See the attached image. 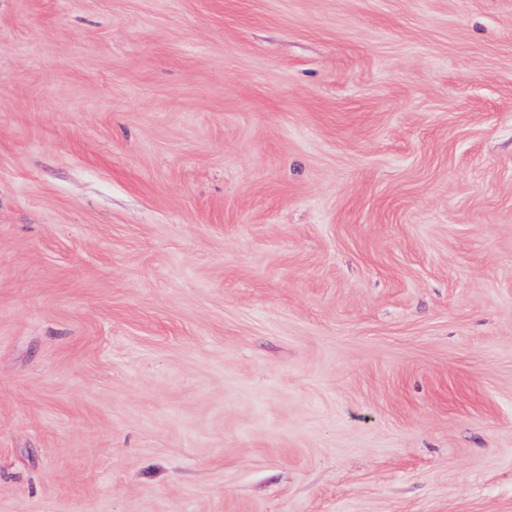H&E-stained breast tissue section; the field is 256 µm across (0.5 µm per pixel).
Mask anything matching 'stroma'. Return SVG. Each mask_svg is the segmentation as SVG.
<instances>
[{
	"instance_id": "stroma-1",
	"label": "stroma",
	"mask_w": 512,
	"mask_h": 512,
	"mask_svg": "<svg viewBox=\"0 0 512 512\" xmlns=\"http://www.w3.org/2000/svg\"><path fill=\"white\" fill-rule=\"evenodd\" d=\"M0 512H512V0H0Z\"/></svg>"
}]
</instances>
